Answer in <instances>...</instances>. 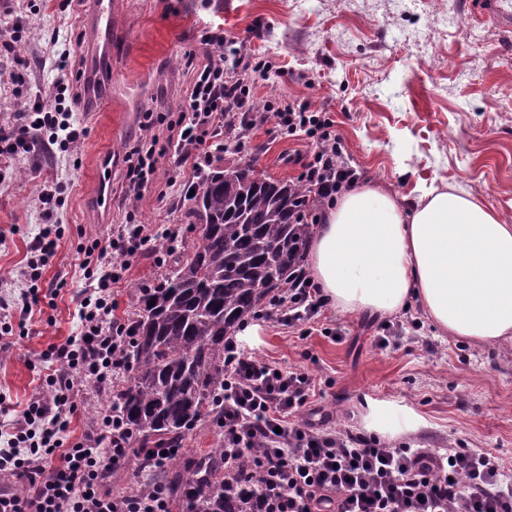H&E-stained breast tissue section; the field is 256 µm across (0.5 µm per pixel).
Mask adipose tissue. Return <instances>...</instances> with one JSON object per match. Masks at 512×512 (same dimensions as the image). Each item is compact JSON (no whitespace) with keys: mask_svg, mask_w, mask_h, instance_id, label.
I'll return each mask as SVG.
<instances>
[{"mask_svg":"<svg viewBox=\"0 0 512 512\" xmlns=\"http://www.w3.org/2000/svg\"><path fill=\"white\" fill-rule=\"evenodd\" d=\"M327 303L391 315L417 301L442 332L512 339V224L450 187L413 201L375 187L341 194L307 248Z\"/></svg>","mask_w":512,"mask_h":512,"instance_id":"ef3b65f1","label":"adipose tissue"}]
</instances>
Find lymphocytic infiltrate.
Here are the masks:
<instances>
[{"label":"lymphocytic infiltrate","instance_id":"obj_1","mask_svg":"<svg viewBox=\"0 0 512 512\" xmlns=\"http://www.w3.org/2000/svg\"><path fill=\"white\" fill-rule=\"evenodd\" d=\"M205 62L189 64V85L179 116L165 129L146 117L140 143L125 154L128 195L140 196L155 178L157 155L175 166L193 164L204 173L214 158L241 142L247 129L263 124L253 109V74L270 80L269 63L255 62L241 41L223 28L206 31ZM81 97L66 84L53 107L27 99L10 123L0 126V157L11 159L44 142L74 151L84 130L74 118ZM278 126L317 138L320 147L303 178L309 194L303 216L314 223L316 203L333 202L358 183L344 161L331 123L306 103L289 102L276 114ZM60 187L44 186L38 196L43 226L20 274L24 308L39 305L34 282L51 262L56 242L55 206ZM142 224H116L107 240L84 257L92 284L81 303L80 336L55 347L57 369L47 392L32 398L0 447V512H169L164 492L140 485L113 493L108 479L125 460L132 439L116 413L98 419L76 441L67 431L75 411L74 377L107 382L124 364L122 340L129 326L118 318L112 286L127 260L152 239ZM325 302L303 267H295L287 295L278 297L267 318L291 329L310 323ZM315 382L308 370H284L248 353L236 337L224 340V505L232 512H512V478L489 453L469 448L447 456L396 448L349 432H331L313 422H296L310 404Z\"/></svg>","mask_w":512,"mask_h":512}]
</instances>
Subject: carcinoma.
Returning <instances> with one entry per match:
<instances>
[{
	"label": "carcinoma",
	"instance_id": "cac0c4a2",
	"mask_svg": "<svg viewBox=\"0 0 512 512\" xmlns=\"http://www.w3.org/2000/svg\"><path fill=\"white\" fill-rule=\"evenodd\" d=\"M307 190L271 181L249 161L204 175L191 196L202 226L194 251L177 261L167 283L140 293L131 322L125 377L112 395L132 430L135 451L179 448L197 426H212L215 447L172 459L161 489L190 512L224 509V430L217 396L224 392V339L262 314L270 293L288 285L302 262L312 225L302 220Z\"/></svg>",
	"mask_w": 512,
	"mask_h": 512
}]
</instances>
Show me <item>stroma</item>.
Wrapping results in <instances>:
<instances>
[{
    "label": "stroma",
    "instance_id": "obj_1",
    "mask_svg": "<svg viewBox=\"0 0 512 512\" xmlns=\"http://www.w3.org/2000/svg\"><path fill=\"white\" fill-rule=\"evenodd\" d=\"M67 0H0V40L20 37L17 57L0 60V125L12 121L24 97L74 81L86 63L84 28ZM112 46L107 87L123 101L77 113L85 134L65 153L40 148L17 156L0 175V294L18 285L30 242L41 226L38 193L61 183L59 240L39 288L40 312L14 310L0 320L11 343L0 354V416L6 430L44 385L51 347L80 331V300L88 286L79 264L86 247L105 241L114 224L179 230L178 251L199 242L182 193L189 169L159 157L155 181L139 198L124 195V155L140 137L147 110L176 109L187 81V55L204 56L200 34L222 27L255 58L279 69L256 79L253 105L271 114L297 99L326 113L362 185L414 200L420 188L449 186L469 193L512 223V31L474 17L465 0H128ZM69 52L73 66L51 62ZM317 144L280 131L276 119L254 128L225 166L253 161L275 180L299 181ZM111 158L112 208L97 213L96 171ZM156 246L130 260L112 288L116 313L133 319L139 288L170 271ZM398 345L377 342V315L323 307L306 330L265 318L236 331L252 355L282 369L307 368L316 383L312 407L332 426L362 434L365 402L387 401L420 418L412 430L383 434L396 447L487 451L512 470V341L475 344L437 331L419 307L400 314ZM339 330L340 338L326 336ZM76 411L69 432L79 438L111 410L108 385L75 378Z\"/></svg>",
    "mask_w": 512,
    "mask_h": 512
}]
</instances>
